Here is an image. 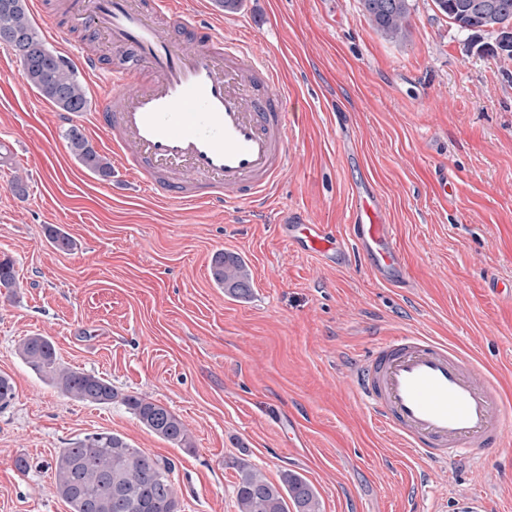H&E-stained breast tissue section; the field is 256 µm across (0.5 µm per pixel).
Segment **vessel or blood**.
<instances>
[{
  "label": "vessel or blood",
  "mask_w": 512,
  "mask_h": 512,
  "mask_svg": "<svg viewBox=\"0 0 512 512\" xmlns=\"http://www.w3.org/2000/svg\"><path fill=\"white\" fill-rule=\"evenodd\" d=\"M68 13L108 44V60L85 49L75 57L103 100L89 126L150 195L197 209L276 205L293 157L279 65L191 22L181 0H68ZM279 233L333 266L356 255L385 286L408 280L397 228L370 181L356 187L345 231L295 219ZM346 381L377 426L427 464H465L475 449L505 442L512 407L497 381L446 340L383 338Z\"/></svg>",
  "instance_id": "vessel-or-blood-1"
}]
</instances>
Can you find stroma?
Here are the masks:
<instances>
[{"label":"stroma","instance_id":"stroma-1","mask_svg":"<svg viewBox=\"0 0 512 512\" xmlns=\"http://www.w3.org/2000/svg\"><path fill=\"white\" fill-rule=\"evenodd\" d=\"M281 66L294 161L276 211L253 217L180 210L155 200L120 166L101 179L69 154L64 133L87 126L25 80L0 43V256L15 295L0 294V373L16 397L0 410V512H69L48 461L109 431L171 460L182 512H236L235 462L270 480L293 470L323 512H459L477 492L487 512H512V447L478 451L472 468L423 465L376 427L349 389L354 357L382 336L418 330L472 353L512 400V304L490 282L512 281V61L481 49L433 0H411L404 42L383 39L360 0H243L220 22ZM448 171L442 201L433 179ZM22 177L26 196L14 194ZM371 177L389 206L411 280L390 288L357 260L341 268L294 250L279 220L344 226L352 189ZM60 228L72 251L55 249ZM251 273L246 298L213 280L215 254ZM51 337L67 366L179 415L194 445L147 430L123 404L58 393L14 353ZM31 460L26 471L18 458Z\"/></svg>","mask_w":512,"mask_h":512}]
</instances>
